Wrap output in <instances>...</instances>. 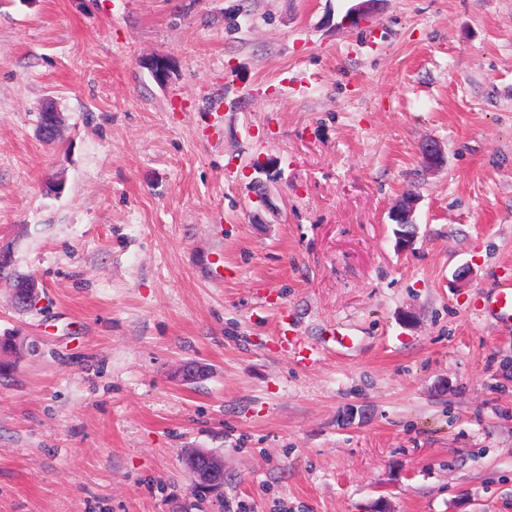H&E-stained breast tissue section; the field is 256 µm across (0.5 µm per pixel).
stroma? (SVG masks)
Returning a JSON list of instances; mask_svg holds the SVG:
<instances>
[{
	"instance_id": "1",
	"label": "stroma",
	"mask_w": 512,
	"mask_h": 512,
	"mask_svg": "<svg viewBox=\"0 0 512 512\" xmlns=\"http://www.w3.org/2000/svg\"><path fill=\"white\" fill-rule=\"evenodd\" d=\"M352 5L0 0V239L41 289L0 284L34 347L0 382V512H512V327L473 311L512 272V0ZM62 117L52 102L47 101L41 110L37 134L44 143H54L60 133ZM187 468L194 485L201 480H213L220 471L224 472V465L219 457L208 458L192 455Z\"/></svg>"
}]
</instances>
